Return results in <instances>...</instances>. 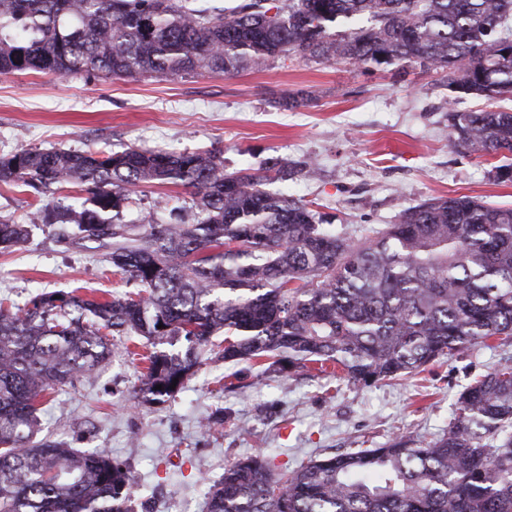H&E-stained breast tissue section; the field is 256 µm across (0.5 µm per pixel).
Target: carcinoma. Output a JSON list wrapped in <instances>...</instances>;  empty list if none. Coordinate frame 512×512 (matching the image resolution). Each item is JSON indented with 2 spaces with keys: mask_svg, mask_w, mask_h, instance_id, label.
<instances>
[{
  "mask_svg": "<svg viewBox=\"0 0 512 512\" xmlns=\"http://www.w3.org/2000/svg\"><path fill=\"white\" fill-rule=\"evenodd\" d=\"M288 56L442 70L454 98L491 102L512 95V0H0V75H226ZM448 127L475 153L512 154V109H450ZM287 167L228 172L217 146L0 155L1 185L51 195L33 223L94 244L140 286L0 301V512H132L125 464L37 438L43 397L91 376L113 336L152 347L138 389L149 403L171 397L220 335L226 362L332 366L358 387L512 340V206L433 198L355 243L312 204L267 189ZM143 183L188 189L195 218L123 222ZM28 235L0 219V251ZM176 338L186 346L164 349ZM207 512H512V360L466 388L423 448L394 442L279 473L259 451L224 468Z\"/></svg>",
  "mask_w": 512,
  "mask_h": 512,
  "instance_id": "carcinoma-1",
  "label": "carcinoma"
}]
</instances>
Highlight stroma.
I'll use <instances>...</instances> for the list:
<instances>
[{
    "label": "stroma",
    "instance_id": "stroma-1",
    "mask_svg": "<svg viewBox=\"0 0 512 512\" xmlns=\"http://www.w3.org/2000/svg\"><path fill=\"white\" fill-rule=\"evenodd\" d=\"M301 91L312 93L309 105L282 107L284 97ZM449 97L432 71L362 72L295 56L231 75L15 73L0 76V154L20 147L184 152L218 145L229 171L257 170L273 158L311 161L316 177L297 173L277 189L318 203L337 230L358 240L432 198L512 205V183L492 176L496 158L451 144ZM131 198L128 221H176L190 200L174 185L141 186ZM77 287L101 300L139 290L99 252L58 242L49 225L32 226L27 243L0 252V300L21 306L37 293ZM508 356L512 343L475 345L420 373L362 388L336 374L279 372L265 361L233 364L209 355L171 398L150 404L134 396L142 360L120 353L92 379L45 398L40 433L126 462L135 512H206V482L257 451L279 472L400 438L426 446L447 430L459 394ZM218 409L223 423L203 433L202 420Z\"/></svg>",
    "mask_w": 512,
    "mask_h": 512
}]
</instances>
